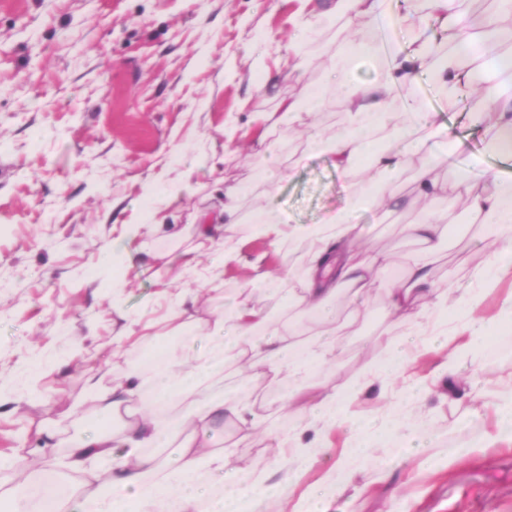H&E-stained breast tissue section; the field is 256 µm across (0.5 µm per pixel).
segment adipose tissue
Wrapping results in <instances>:
<instances>
[{
    "mask_svg": "<svg viewBox=\"0 0 512 512\" xmlns=\"http://www.w3.org/2000/svg\"><path fill=\"white\" fill-rule=\"evenodd\" d=\"M386 0H326L323 10L300 12L298 24L309 31L325 15L349 20L362 33L346 51L330 58L327 79L318 99H336L344 122L330 134L306 121L316 102L293 99L280 105L281 120L302 133L308 152L329 155L340 172L362 171L366 185L347 192L344 207L328 211L317 224H293L269 204L258 205L250 226L251 235L263 238L275 249H293L307 243L303 280L272 272L260 262L247 265V274L237 292L224 300V311L216 316L208 336V353L186 356L169 349L154 362L151 374L128 370L125 377L100 387L89 380V400L99 418L120 422L117 432L87 431L72 441L63 462L79 478L75 493L45 495V512H237L236 505L248 502L249 512H264L267 493H275L290 512H324L325 496L346 490L351 475L350 457L341 458L336 468L321 479L318 492L306 504L293 503L300 473L318 460L319 436L343 424L338 414L341 400H354L364 390L361 382L321 386L310 383L312 366L336 358L335 304L338 293H346L352 304L364 302L375 282L392 268L389 256H366L352 221L353 211L371 209L384 197L393 179L415 169L412 193L425 207L422 217L405 225V234L419 244L404 274L395 280L386 296L390 312L403 314L408 337L386 346L388 360L403 363L412 359L415 336L433 333L437 312L458 304L476 306L482 292L435 288L430 277L443 246L448 243V226L437 214L439 203L447 201L448 186L434 176V169L448 161L439 146L448 139V127L423 112L418 101H410L411 119L393 110L395 87L430 77L438 94L456 102L461 89L478 91L490 102L492 121H475V129L490 135L504 157L512 159V67L485 66L484 60L504 44H512V0H496V12L480 30L463 31L461 0H431L425 14L407 11L412 37L406 48L382 50L369 33L378 28ZM458 35L455 51L436 62L434 51L439 35ZM368 58L376 62L377 78L371 86L352 81L353 64ZM385 134L389 145L374 147V134ZM490 237L487 265L475 277L491 284L498 270L512 266V179L492 178L489 188L471 201ZM238 201L228 195L223 211L205 213L195 233L201 244L222 242V258L208 264L192 259L186 264L204 284L220 281L224 269L242 263V242L228 236L238 223ZM282 296L300 316L317 319L315 338L298 342L286 324L273 321L255 301L256 293ZM231 356L239 371L253 381L288 385V407L299 414L298 432L280 435L271 416L262 414L259 400L240 390L223 389L224 356ZM230 423L240 440L264 434L274 450L272 463L251 471L247 483H240L226 448L215 447L212 428ZM54 433H43L40 447L27 455L0 456V498L21 505L29 495L26 461L39 457L41 448L51 447ZM171 449L166 458L153 450L159 444ZM286 470V477L272 483L273 467ZM221 486L212 495V486Z\"/></svg>",
    "mask_w": 512,
    "mask_h": 512,
    "instance_id": "adipose-tissue-1",
    "label": "adipose tissue"
}]
</instances>
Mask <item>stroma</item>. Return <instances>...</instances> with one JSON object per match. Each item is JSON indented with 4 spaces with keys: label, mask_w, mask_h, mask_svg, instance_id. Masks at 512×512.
I'll return each instance as SVG.
<instances>
[{
    "label": "stroma",
    "mask_w": 512,
    "mask_h": 512,
    "mask_svg": "<svg viewBox=\"0 0 512 512\" xmlns=\"http://www.w3.org/2000/svg\"><path fill=\"white\" fill-rule=\"evenodd\" d=\"M297 7V0H0V454L20 453L22 441L57 429L63 441L54 453L62 456L68 439L91 425L87 378H119L141 352L127 348L114 363L121 327L160 315L164 291L198 289L185 254L196 247L199 214L223 209L225 188L249 189L232 228L247 241L244 260L276 270L298 264L306 243L277 254L247 238L266 188L258 156L224 163L225 127H248L252 113L277 111L288 96L307 100L330 56L358 37L327 19L306 45L301 73H289L284 57ZM411 96L447 124V152L474 159L470 193L487 188L501 166L497 149L490 137L463 130L483 110L482 97L451 105L422 78L399 88L397 112ZM266 142L295 170L272 199L290 221L320 222L360 179L337 171L327 155H307L287 123L272 125ZM194 155L205 165L190 168ZM187 182L189 194L181 191ZM150 186L176 201L154 212L142 199ZM469 195L446 211L448 244L432 270L440 289L470 287L488 259ZM159 218L177 225L179 237L157 233ZM419 218L417 208L390 206L357 211L353 220L367 250L390 255L398 270L418 249L402 227ZM127 224L140 227L131 246L121 238ZM223 280L222 290L202 291L198 324L180 335V351H207L241 269H225ZM391 285L378 280L356 313L337 296L342 353L312 367L311 382L348 383L364 358L385 366L384 347L405 332L384 305ZM511 295L512 268L454 338L359 396L352 410L366 457L353 465L355 490L327 501L326 512H512V441L497 438L494 417L512 400V334L499 330ZM416 380L430 382V391L410 395ZM475 397L483 415L465 412ZM408 435L434 439L425 470L407 459Z\"/></svg>",
    "instance_id": "35a3bbf8"
}]
</instances>
